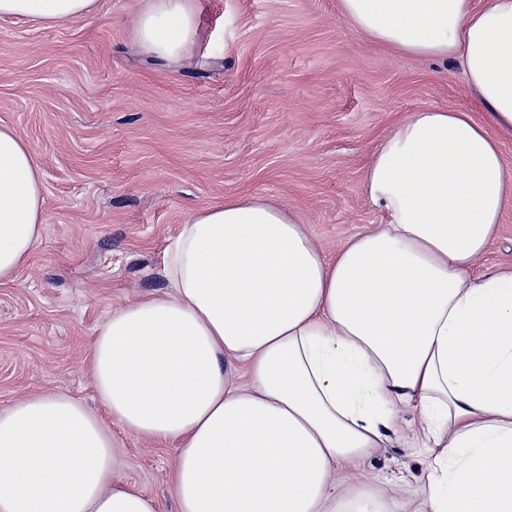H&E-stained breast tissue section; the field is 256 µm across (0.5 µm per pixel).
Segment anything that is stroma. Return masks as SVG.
Listing matches in <instances>:
<instances>
[{"mask_svg":"<svg viewBox=\"0 0 512 512\" xmlns=\"http://www.w3.org/2000/svg\"><path fill=\"white\" fill-rule=\"evenodd\" d=\"M147 0H98L36 29L0 19V124L43 171L41 240L0 282V411L62 391L108 422L117 474L179 512V450L123 429L100 402L89 348L112 310L161 294L168 246L198 209L254 193L278 199L327 255L380 223L367 167L402 116L469 100L459 67L375 46L337 0H195L191 63L135 43ZM512 267V206L479 270ZM418 406L399 408L383 448L356 464L349 497L415 512L431 457Z\"/></svg>","mask_w":512,"mask_h":512,"instance_id":"35a3bbf8","label":"stroma"}]
</instances>
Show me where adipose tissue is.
Segmentation results:
<instances>
[{"label":"adipose tissue","instance_id":"obj_1","mask_svg":"<svg viewBox=\"0 0 512 512\" xmlns=\"http://www.w3.org/2000/svg\"><path fill=\"white\" fill-rule=\"evenodd\" d=\"M97 0H0L49 28ZM372 43L458 64L487 114L401 119L366 172L386 221L327 256L299 217L254 194L196 211L170 246L172 291L112 313L90 348L99 397L127 431L179 448V512H385L344 499L338 467L381 447L418 404L421 512H512V268L474 273L512 203L492 128L512 131V0H338ZM148 54L184 56L194 0L132 21ZM42 170L0 125V281L41 238ZM0 512H158L117 478L110 431L76 399L0 411Z\"/></svg>","mask_w":512,"mask_h":512}]
</instances>
